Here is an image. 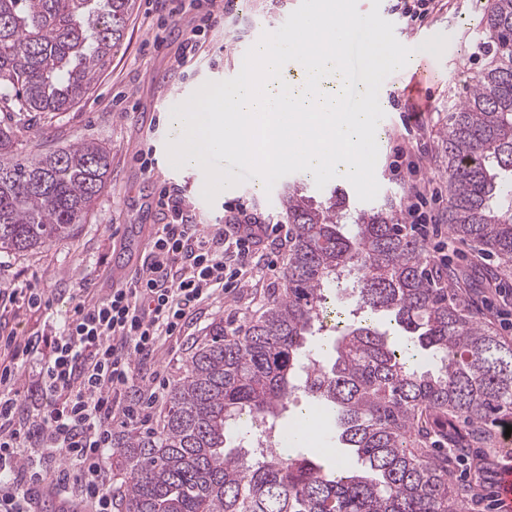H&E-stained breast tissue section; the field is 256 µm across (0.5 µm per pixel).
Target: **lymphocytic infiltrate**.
Returning <instances> with one entry per match:
<instances>
[{"instance_id": "lymphocytic-infiltrate-1", "label": "lymphocytic infiltrate", "mask_w": 512, "mask_h": 512, "mask_svg": "<svg viewBox=\"0 0 512 512\" xmlns=\"http://www.w3.org/2000/svg\"><path fill=\"white\" fill-rule=\"evenodd\" d=\"M433 191L432 181L414 179L403 199L404 222L426 245L423 207ZM157 206L171 219L125 287L80 300L64 323L29 336L0 322V512H35L47 496L71 512H112L114 428L143 423L159 401L158 351L204 303L258 277L261 259L288 242L281 225L244 204L228 206L224 223L206 231L179 191L164 192ZM23 361L32 380L21 388Z\"/></svg>"}]
</instances>
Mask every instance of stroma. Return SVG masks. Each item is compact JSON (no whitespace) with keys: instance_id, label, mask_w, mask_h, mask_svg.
Masks as SVG:
<instances>
[{"instance_id":"obj_1","label":"stroma","mask_w":512,"mask_h":512,"mask_svg":"<svg viewBox=\"0 0 512 512\" xmlns=\"http://www.w3.org/2000/svg\"><path fill=\"white\" fill-rule=\"evenodd\" d=\"M182 2L184 13L172 16L158 11L155 0H136L121 46L71 111L29 112L21 120L0 112V122L19 128L14 144L17 156L53 152L91 138L109 150L112 160L108 186L73 238L24 255L0 252V286L28 285L48 304L44 310L25 305L17 309L10 322L18 333L27 335L42 329L49 315L62 320L87 293L103 294L111 288L114 267L142 263L137 243L122 237L120 228L144 224L155 229L162 221L156 201L163 188L178 186L186 205L207 226L223 223L225 206L237 200L260 209L273 221H283L280 197L289 185L306 182L304 173L295 172L279 179L269 193L249 180L221 191L209 202L202 196V171L172 167L167 152L168 112L160 98L162 86L190 95L205 82L223 80L240 62L233 44L245 43L256 21L277 26L293 0H237L218 17L209 36L208 56L184 68L176 62L180 45L191 18L203 15L208 4L206 0ZM490 3L448 0L422 28L430 37L455 36V45L446 47L441 56H428L423 63L409 60L407 75L422 67L427 70L415 88H405L394 77H387L388 92L381 100L391 129L378 152L375 177L380 190L375 205L403 198V184L390 170L393 151L399 146L418 164L421 177L445 182L441 140L448 128V112L465 97L469 76L484 63L486 36L477 22ZM414 111L419 114L418 121L404 126L401 114ZM306 184L314 201L326 202L331 195L330 188ZM444 272L451 277H468L467 293L474 308L485 309L491 302L497 308L512 310V278L500 279L496 260L479 255L474 245L459 246L449 256ZM281 283L280 272L274 271L242 283L234 293L205 305L179 340L160 349L158 361L167 380L175 381L183 373L192 352L207 340L212 323L223 321L228 331L247 327L263 312Z\"/></svg>"}]
</instances>
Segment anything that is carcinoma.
Masks as SVG:
<instances>
[{"instance_id": "carcinoma-1", "label": "carcinoma", "mask_w": 512, "mask_h": 512, "mask_svg": "<svg viewBox=\"0 0 512 512\" xmlns=\"http://www.w3.org/2000/svg\"><path fill=\"white\" fill-rule=\"evenodd\" d=\"M135 0H0V112H67L125 35ZM487 62L451 106L452 238L475 243L512 275V0L478 20ZM0 127V251L26 253L70 238L106 189L110 153L94 140L13 156ZM283 288L243 334L212 324L172 387L158 431H123L113 444L120 512H458L456 457L431 438L493 442L512 423V344L487 332L464 280L442 286L425 246L396 205L350 211L316 205L293 185ZM347 292L365 318L336 312ZM319 336L321 360L308 355ZM324 407L326 436L348 449L331 463L300 438L287 455L243 449L242 416L288 428L297 391Z\"/></svg>"}]
</instances>
